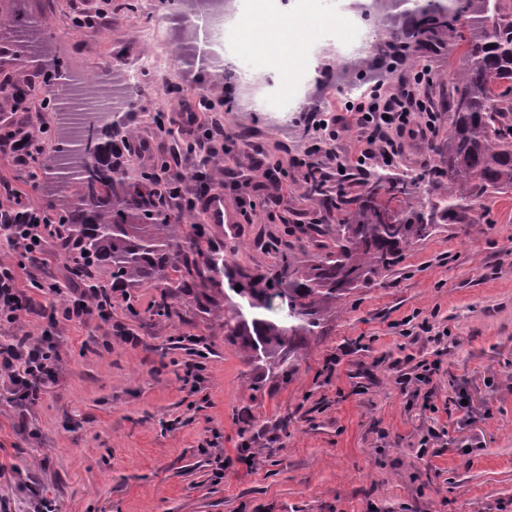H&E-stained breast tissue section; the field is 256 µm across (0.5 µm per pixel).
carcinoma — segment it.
Instances as JSON below:
<instances>
[{"label": "carcinoma", "instance_id": "obj_1", "mask_svg": "<svg viewBox=\"0 0 512 512\" xmlns=\"http://www.w3.org/2000/svg\"><path fill=\"white\" fill-rule=\"evenodd\" d=\"M381 30L373 53L357 70L382 80L396 64L411 71L430 66L440 55L457 57V68L434 72V85H455L448 93V137L433 147L432 164L419 175L393 162L370 173L347 162L336 187L311 172L309 200L336 210L335 227H296L299 236L324 237L320 253L299 263L294 245L277 240L268 248L277 262L265 275L252 276L227 263L241 246L233 234L223 249L208 241L203 225L187 223L189 210L176 213L163 199L174 193L166 160L134 174L123 165L131 132L124 123H66L56 118L51 137L66 144L28 170L35 185L53 178L66 187L48 203L77 250L69 272L96 288L87 267H107L115 284L172 285L185 292L220 286L224 293V336L241 341L249 357L288 380L296 358L295 340L325 327L324 313L350 289L369 285L391 269L400 251L428 238L435 226L467 218L478 199L512 193V0H415L410 9L379 17ZM20 55L35 52V19L10 21ZM49 107H61L53 86L59 76L46 64ZM241 286L236 290L235 286ZM286 298L288 312L277 321L264 318L271 297Z\"/></svg>", "mask_w": 512, "mask_h": 512}]
</instances>
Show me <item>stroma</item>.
Returning <instances> with one entry per match:
<instances>
[{"mask_svg":"<svg viewBox=\"0 0 512 512\" xmlns=\"http://www.w3.org/2000/svg\"><path fill=\"white\" fill-rule=\"evenodd\" d=\"M168 2L28 0L27 12L40 14L43 46L65 76L100 72L117 50L135 55L138 31L164 16L162 69L121 118L151 142L152 115L175 119L178 99L203 94L227 133L248 128L225 204L255 198V160L278 163L288 192L275 212L256 207L238 225L242 248L229 263L266 272L276 258L265 245L287 241L288 225L336 221L303 196L297 133L309 105L293 92L318 77L335 83V58L313 56L310 41L347 37L335 23L346 0H290L303 45L275 68L265 112L225 111L223 80L176 56ZM100 9L107 24L74 27ZM472 215L437 225L391 271L348 291L324 333L300 343L286 382L225 339L216 289L207 302L177 296L159 317L163 288L133 287L115 293L109 321L60 325L59 371L36 403L20 402L0 374V512H512V194L479 200ZM425 320L442 342L420 330ZM435 361L432 383H404Z\"/></svg>","mask_w":512,"mask_h":512,"instance_id":"stroma-1","label":"stroma"}]
</instances>
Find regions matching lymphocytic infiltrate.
<instances>
[{"label":"lymphocytic infiltrate","mask_w":512,"mask_h":512,"mask_svg":"<svg viewBox=\"0 0 512 512\" xmlns=\"http://www.w3.org/2000/svg\"><path fill=\"white\" fill-rule=\"evenodd\" d=\"M430 79L428 70L416 71L404 79L402 94L385 96L374 91L353 106L348 123L361 132L357 150L360 162L395 159L410 141L432 144L439 114L412 89L413 84ZM11 110L17 118L0 131V154L21 166L29 162L38 144L26 117L29 104L15 99ZM176 134L179 141L192 148L211 147L225 138L221 121H202L192 110L187 111L185 123L177 127ZM0 232L7 236L14 253L13 258L0 260V331L14 336L12 342L0 343V373H10L21 400L32 403L38 398L39 382L55 375L59 356L47 334H19L23 320L37 314L46 317L53 328L93 316L105 320L112 297L100 288L65 291L57 283L48 282L42 285V292L58 298L59 303L47 309L22 288V280L32 275L26 259L44 253L48 240L62 238L64 229L48 214L27 206L21 191L8 184L0 188Z\"/></svg>","instance_id":"lymphocytic-infiltrate-1"}]
</instances>
